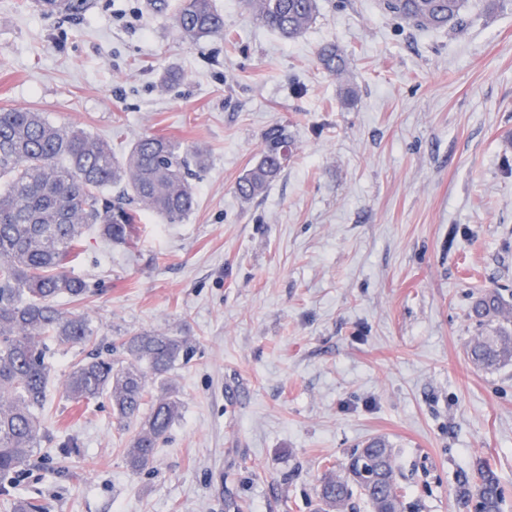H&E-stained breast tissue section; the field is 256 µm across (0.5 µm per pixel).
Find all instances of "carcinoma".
<instances>
[{"label": "carcinoma", "mask_w": 512, "mask_h": 512, "mask_svg": "<svg viewBox=\"0 0 512 512\" xmlns=\"http://www.w3.org/2000/svg\"><path fill=\"white\" fill-rule=\"evenodd\" d=\"M45 14L78 15L89 0H36ZM260 23L285 39L302 34L318 12V0H245ZM465 0H383L384 10L422 29L458 24ZM176 26L193 42L224 33L214 0H181ZM332 74L345 61L334 48L320 53ZM292 153L282 126L268 130L257 163L240 178L236 190L245 200L267 190ZM207 164L197 147L164 135L140 137L122 158L112 146L76 126L51 123L39 112L0 109V479L17 472L41 447L42 416L47 405L53 347L87 346L95 331L82 314L62 307L67 298L82 303L90 285L68 269L83 254V234L95 226L107 239L135 243L141 212L168 224L183 221L195 206L191 179ZM471 316L493 330L468 345L479 368L512 362V308L496 288L484 291ZM122 357L95 352L67 375L66 390L76 401L108 396L120 424L138 422L127 441L134 469L148 464L179 411L167 395V375L194 354L189 339L145 331L121 342ZM149 412L141 414L145 406ZM359 492L371 512H404L393 449L374 438L350 455L345 471L325 472L318 498L321 512H352ZM460 507L501 512L500 477L483 465L461 482Z\"/></svg>", "instance_id": "carcinoma-1"}]
</instances>
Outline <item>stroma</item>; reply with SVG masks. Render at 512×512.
<instances>
[{
	"label": "stroma",
	"instance_id": "35a3bbf8",
	"mask_svg": "<svg viewBox=\"0 0 512 512\" xmlns=\"http://www.w3.org/2000/svg\"><path fill=\"white\" fill-rule=\"evenodd\" d=\"M166 3L68 16L0 0V109L119 156L147 134L209 155L181 223L142 214L133 249L88 228L71 269L101 350L141 331L193 339L169 373L180 418L132 470L110 401L65 390L83 350L57 347L46 438L0 483V512L15 497L39 512H316L323 473L376 437L404 512H459L483 465L512 512V363L466 355L477 293L512 303V4L467 0L460 28L421 30L380 0H319L288 41L215 0L224 34L189 43ZM327 44L344 77L322 67ZM275 124L295 152L242 200Z\"/></svg>",
	"mask_w": 512,
	"mask_h": 512
}]
</instances>
